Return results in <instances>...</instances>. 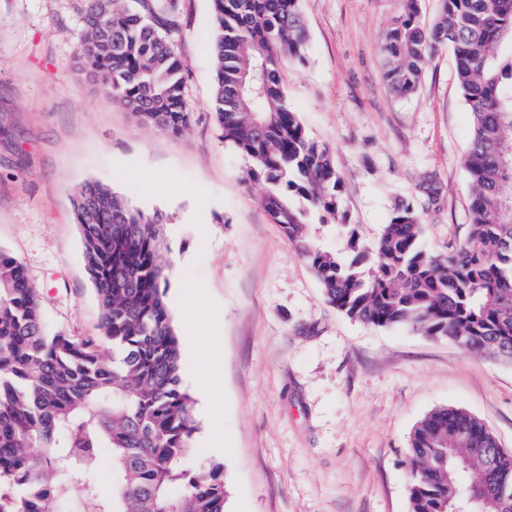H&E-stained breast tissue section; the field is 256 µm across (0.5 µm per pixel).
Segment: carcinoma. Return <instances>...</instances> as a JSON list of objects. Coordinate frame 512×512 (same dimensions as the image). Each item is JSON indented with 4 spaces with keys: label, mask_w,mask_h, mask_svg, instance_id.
<instances>
[{
    "label": "carcinoma",
    "mask_w": 512,
    "mask_h": 512,
    "mask_svg": "<svg viewBox=\"0 0 512 512\" xmlns=\"http://www.w3.org/2000/svg\"><path fill=\"white\" fill-rule=\"evenodd\" d=\"M78 56L90 81L144 123L178 134L184 94L180 0H84ZM216 57L212 109L224 141L265 185L260 204L319 280L326 301L351 319L408 327L476 355L512 362V0H439L430 25L419 0H402L380 43L390 90L419 88L436 53L455 56L472 114L464 167L469 230L446 255L423 247L422 221L397 206L378 239L359 241L339 215L343 181L330 147L312 140L279 83L283 59H306L299 0H212ZM83 258L101 309L102 340L46 327L24 263L0 250V512H224L219 469L181 467L197 430L181 387L178 339L165 302L164 214L133 206L88 181L72 195ZM338 226L346 247L327 252L309 221ZM411 512H512V452L474 415L441 406L409 437ZM115 461L112 495L94 480Z\"/></svg>",
    "instance_id": "1"
}]
</instances>
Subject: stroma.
Returning <instances> with one entry per match:
<instances>
[{
	"instance_id": "35a3bbf8",
	"label": "stroma",
	"mask_w": 512,
	"mask_h": 512,
	"mask_svg": "<svg viewBox=\"0 0 512 512\" xmlns=\"http://www.w3.org/2000/svg\"><path fill=\"white\" fill-rule=\"evenodd\" d=\"M299 7L307 61H284L283 85L309 137L334 152L346 223L369 245L408 203L425 247L452 251L468 231L472 115L451 48L400 97L379 52L399 0ZM80 9L0 0V250L24 263L49 329L97 336L73 191L97 181L166 215V304L197 424L184 466L221 468L226 512H409V435L440 406L477 416L512 450V364L346 317L261 207L263 184L245 182L249 161L210 107L212 0H180L174 40L192 116L178 135L85 78ZM216 431L220 454L208 450Z\"/></svg>"
}]
</instances>
